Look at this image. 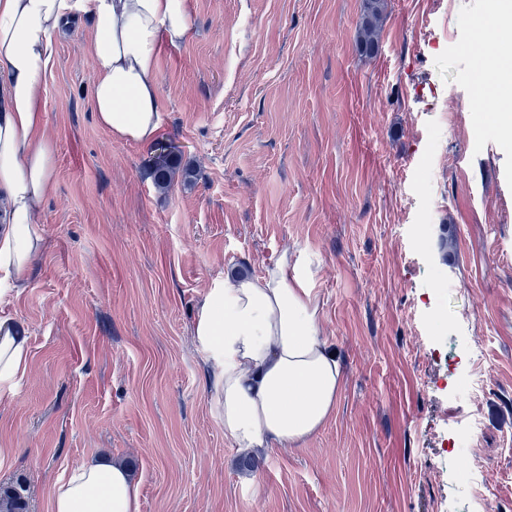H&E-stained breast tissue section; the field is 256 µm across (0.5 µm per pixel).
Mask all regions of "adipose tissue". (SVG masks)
Returning <instances> with one entry per match:
<instances>
[{"label":"adipose tissue","instance_id":"obj_1","mask_svg":"<svg viewBox=\"0 0 512 512\" xmlns=\"http://www.w3.org/2000/svg\"><path fill=\"white\" fill-rule=\"evenodd\" d=\"M87 15L96 81L97 124L117 140L155 144L163 129L157 57L190 31L184 0H0V385L29 367L26 331L4 303L20 292L39 253L37 215L54 191V146L43 92L56 40L67 21ZM492 82L501 96L488 112L512 146V62ZM311 271L287 256L264 274H225L207 288L193 334L211 369L224 437L240 452L298 447L336 411L342 369L322 335ZM51 512H140L128 469L107 458L74 468L52 492Z\"/></svg>","mask_w":512,"mask_h":512}]
</instances>
